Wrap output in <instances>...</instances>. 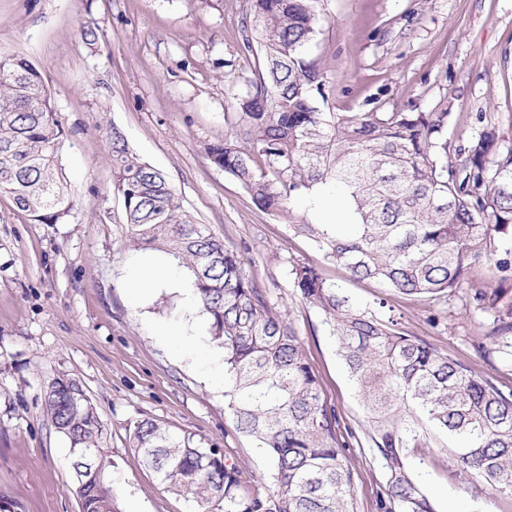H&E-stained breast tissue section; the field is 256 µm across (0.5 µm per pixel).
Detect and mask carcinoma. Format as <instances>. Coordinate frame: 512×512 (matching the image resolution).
<instances>
[{
    "label": "carcinoma",
    "instance_id": "carcinoma-1",
    "mask_svg": "<svg viewBox=\"0 0 512 512\" xmlns=\"http://www.w3.org/2000/svg\"><path fill=\"white\" fill-rule=\"evenodd\" d=\"M320 0H251L244 45L257 48L258 82L232 113V132L206 154L260 211L309 240L325 261L361 280L423 300L457 297L491 320L498 352L512 359V295L473 278L499 254L512 270V150L496 154L488 125L468 144L448 139V112L413 106L327 112L325 79L309 58ZM67 138L50 91L23 57H0V193L37 224H61L74 209L61 153ZM113 191L129 240L177 260L193 300L224 349V397L238 432L256 438L273 485L250 486L216 448L167 432L154 420L129 426L130 445L160 484L224 512H353L352 476L336 441L335 410L293 329L238 253L182 208L165 176L112 132ZM332 185L351 224L299 223L290 199ZM294 287L324 318L371 422L369 438L387 475L384 512H436L414 480L407 449L420 422L448 434L457 470L492 496H512V391L478 376L430 343L354 305L317 268L297 263ZM43 410L70 444L80 512H120L107 469L102 422L92 401L61 378Z\"/></svg>",
    "mask_w": 512,
    "mask_h": 512
}]
</instances>
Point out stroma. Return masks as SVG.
<instances>
[{
	"instance_id": "stroma-1",
	"label": "stroma",
	"mask_w": 512,
	"mask_h": 512,
	"mask_svg": "<svg viewBox=\"0 0 512 512\" xmlns=\"http://www.w3.org/2000/svg\"><path fill=\"white\" fill-rule=\"evenodd\" d=\"M250 0H0V57L38 69L68 133L61 163L76 202L62 224H36L0 194V503L24 512H80L67 440L43 411L51 378L79 381L105 426L112 490L121 512H205L173 494L129 444V425L156 420L221 449L249 484L271 482L270 457L239 433L222 388L195 354L223 364L205 317L189 306L184 267L130 242L112 191V133L162 172L182 207L223 238L268 291L274 313L299 339L320 394L337 414L336 439L352 474L354 512H380L386 474L368 441L370 422L323 317L293 285L291 268L317 267L361 308L394 317L505 390L512 365L475 348L490 331L458 300L402 296L326 264L309 241L258 210L242 186L208 159L230 134L257 58L243 43ZM309 47L329 90L328 108L355 112L380 98L386 111L446 109L448 136L468 143L491 120L500 152L512 149V0H321ZM95 41H86V30ZM167 280L132 288L143 259ZM193 338L176 351L159 334ZM445 433L427 428L408 451L436 512H512V497L467 483Z\"/></svg>"
}]
</instances>
